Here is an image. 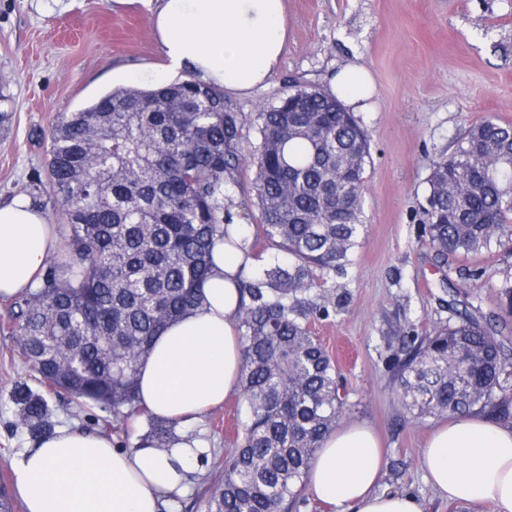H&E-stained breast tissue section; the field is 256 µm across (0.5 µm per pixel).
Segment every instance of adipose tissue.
<instances>
[{
  "label": "adipose tissue",
  "instance_id": "adipose-tissue-1",
  "mask_svg": "<svg viewBox=\"0 0 512 512\" xmlns=\"http://www.w3.org/2000/svg\"><path fill=\"white\" fill-rule=\"evenodd\" d=\"M173 71L247 94L275 74L287 37L285 0H140ZM331 91L355 112L373 93L359 65L336 73ZM60 248L57 225L21 197L0 205V297L34 288ZM252 257L229 244L213 266L195 312L165 329L138 366V394L151 416L184 423L237 392L242 367L236 284ZM198 444L117 447L112 436L62 427L14 467L26 512H167L186 488ZM427 483L448 501L512 512V426L468 415L437 426L421 452ZM384 457L375 431L352 424L330 433L316 454L308 491L336 512H424L414 495L380 489Z\"/></svg>",
  "mask_w": 512,
  "mask_h": 512
}]
</instances>
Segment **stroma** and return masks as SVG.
<instances>
[{
  "instance_id": "35a3bbf8",
  "label": "stroma",
  "mask_w": 512,
  "mask_h": 512,
  "mask_svg": "<svg viewBox=\"0 0 512 512\" xmlns=\"http://www.w3.org/2000/svg\"><path fill=\"white\" fill-rule=\"evenodd\" d=\"M287 38L270 82L248 94L226 91L246 118L277 102L298 81L328 89L336 72L364 66L374 85L371 109L359 113L373 162L364 188L365 230L347 275L328 284L348 293L339 315L314 319L312 330L336 360L345 397L342 424L365 423L380 435L387 465L380 486L420 498L425 512H470L435 493L420 455L437 418L408 423L387 367L408 330L428 332L450 316L445 291L481 294L492 311L498 284L512 278V248L436 266L424 233L422 207L432 160L450 155L468 128L493 116L512 123V0H285ZM174 82L140 4L113 10L112 0H74L58 11L41 0H0V204L39 195L46 178L48 131L56 117L78 111L123 87L150 88L157 76ZM481 265L491 277L474 290L461 268ZM42 393L20 357L16 339L0 329V482L36 440L20 424V388ZM51 429H90L99 409L45 394ZM236 396L199 419L177 425L179 436L204 442L188 462L183 495L171 512H207L204 490L214 466L236 439Z\"/></svg>"
}]
</instances>
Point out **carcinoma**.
<instances>
[{"label": "carcinoma", "instance_id": "1", "mask_svg": "<svg viewBox=\"0 0 512 512\" xmlns=\"http://www.w3.org/2000/svg\"><path fill=\"white\" fill-rule=\"evenodd\" d=\"M244 127L223 90L192 78L113 90L60 114L43 192L66 216L62 247L38 286L11 299L7 329L47 392L112 411V431L128 434V421L144 415L138 364L167 325L197 307L215 244L242 219L230 190L249 164L263 234L287 259L240 280L243 418L208 509L300 512L310 463L344 407L336 364L310 321L340 314L347 295L317 272L353 264L371 148L354 113L300 82L257 114L256 141ZM429 170L423 213L438 266L512 245L511 123L490 116L471 126ZM474 300L461 313L448 302L458 320L404 337L409 351L393 369L409 421L512 419L502 381L512 359V279L499 285L490 314ZM46 406L28 394L21 424L44 432ZM147 426L143 444L184 442L170 421L149 416Z\"/></svg>", "mask_w": 512, "mask_h": 512}]
</instances>
